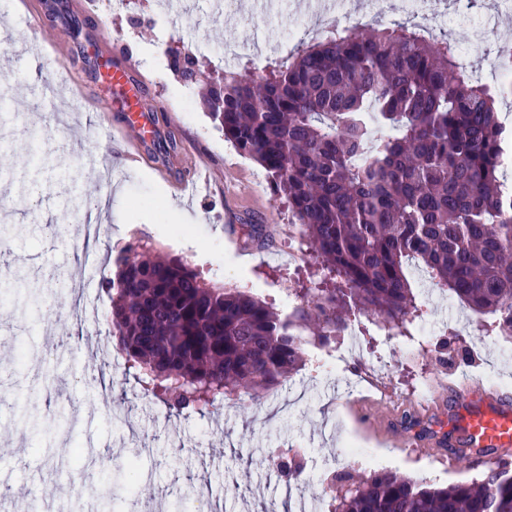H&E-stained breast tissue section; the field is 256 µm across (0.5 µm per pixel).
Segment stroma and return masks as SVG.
Returning a JSON list of instances; mask_svg holds the SVG:
<instances>
[{"label": "stroma", "mask_w": 512, "mask_h": 512, "mask_svg": "<svg viewBox=\"0 0 512 512\" xmlns=\"http://www.w3.org/2000/svg\"><path fill=\"white\" fill-rule=\"evenodd\" d=\"M84 0H0V85L12 88L13 110L0 117V154L23 159V167L0 172V512H101L103 494H111L117 512L134 507L118 472L133 450L158 512H172L193 490L212 492L215 512H285L288 502L265 472L280 450L293 448L308 472L294 492L312 512H329L332 490L315 475L321 467H348L345 451L394 454L389 471L438 486L481 480L483 469L470 460L435 462L420 444L392 452L375 429L343 414L341 368L314 376L301 367L286 386L260 399L241 400L201 415H176L154 396L144 394L124 363L113 360L112 299L103 285L114 276L130 228L138 241L164 255L183 258L204 278L227 287L248 288L285 311L284 297L311 288L323 271L305 253L287 204L270 185L256 186L263 169L242 156L215 128L202 108L196 86L184 85L168 67V51L182 45L206 54L212 65L224 63L229 43L259 46L264 63L286 57L280 43L291 30L304 29L305 40L325 36L332 25L371 24L370 0H346L343 9L317 13L299 5L254 10L250 0H182L179 11L144 0L149 19L131 27L122 6H115L106 33H99ZM429 15L455 17L446 37L470 47L469 67L483 81L498 85L491 72L500 45L512 43V7L503 0H427ZM36 15L44 36L59 54H69L72 36L97 41L102 52L124 47L134 73L150 85L156 139L140 162L126 167L111 141L86 136V124L99 114L117 121L122 105L97 73L74 66L57 77L45 53L26 48L25 19ZM53 82L54 98L25 95L23 86ZM180 138L178 150L166 144L169 132ZM210 172L208 189L194 208L183 206L172 181L190 177L196 166ZM263 225L261 245H244L226 235L227 222ZM421 318L403 334L379 346L377 330L361 334L362 348L352 369L369 372L376 356L389 370L381 383L385 406L374 418L400 417L426 393L441 392L434 372L453 370L455 362L477 379L491 377L512 394V337L486 331L487 317L466 330L449 323L448 294L427 275L411 273ZM447 323V354L425 327ZM75 335L62 357L44 356L46 338ZM88 449L101 464L85 472L86 485L74 494L65 482L76 462L70 451Z\"/></svg>", "instance_id": "1"}]
</instances>
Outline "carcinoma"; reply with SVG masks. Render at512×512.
<instances>
[{
    "instance_id": "cac0c4a2",
    "label": "carcinoma",
    "mask_w": 512,
    "mask_h": 512,
    "mask_svg": "<svg viewBox=\"0 0 512 512\" xmlns=\"http://www.w3.org/2000/svg\"><path fill=\"white\" fill-rule=\"evenodd\" d=\"M456 58L455 45L405 23L336 27L260 75L206 80L211 120L288 202L331 287L301 289L283 316L180 258L126 247L105 280L112 345L145 393L176 414L264 395L303 365L308 337L328 344L363 318L401 328L418 317L412 267L512 336V204L496 106L512 87L483 82ZM169 59L182 80L198 70L189 49ZM276 460L297 478L290 449ZM334 481L333 512H512L509 461L446 487L386 472L343 470Z\"/></svg>"
}]
</instances>
